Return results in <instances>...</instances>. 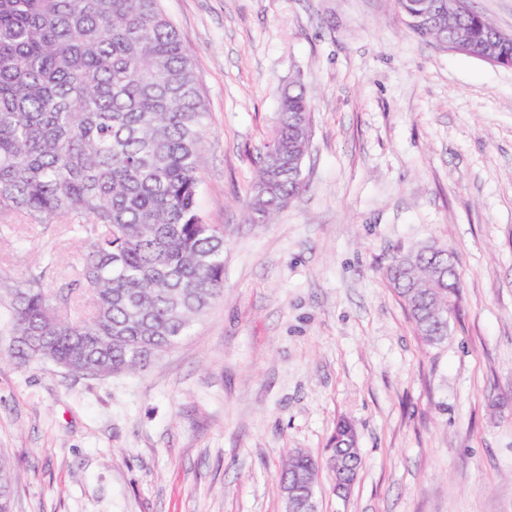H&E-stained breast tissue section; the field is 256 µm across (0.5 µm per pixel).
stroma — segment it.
<instances>
[{
	"mask_svg": "<svg viewBox=\"0 0 512 512\" xmlns=\"http://www.w3.org/2000/svg\"><path fill=\"white\" fill-rule=\"evenodd\" d=\"M208 132L198 208L224 231V297L142 371L73 378L0 359L12 512H285L286 449L318 461L320 512H512V68L419 39L395 0H162ZM312 98L304 189L244 206L284 89ZM54 241L50 287L92 237L17 225V280ZM447 248L463 288L426 345L383 276ZM361 467L334 492L328 440ZM336 442L341 448H350L351 453L337 467L331 466V468L333 471L337 469L343 478L349 479L353 476L355 480L360 463L357 454L358 434L355 425L348 419L341 418L337 421L328 446L336 447Z\"/></svg>",
	"mask_w": 512,
	"mask_h": 512,
	"instance_id": "obj_1",
	"label": "stroma"
}]
</instances>
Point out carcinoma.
I'll use <instances>...</instances> for the list:
<instances>
[{
  "instance_id": "1",
  "label": "carcinoma",
  "mask_w": 512,
  "mask_h": 512,
  "mask_svg": "<svg viewBox=\"0 0 512 512\" xmlns=\"http://www.w3.org/2000/svg\"><path fill=\"white\" fill-rule=\"evenodd\" d=\"M492 23L473 10L432 14L413 33L425 41ZM304 91L281 99L245 204L249 224H268L305 186L292 158L309 145ZM207 107L191 55L161 0H0V225L92 227L81 278L91 311L61 314L70 297L47 288L52 262L12 282L0 269V353L15 364L76 363L100 377L136 372L189 335L224 296V233L197 208ZM433 248L396 255L385 278L417 334L439 343L448 328L429 312ZM358 434L341 418L329 444L350 449L337 466L357 476ZM308 454L288 457L278 484L316 476ZM13 476L0 458V512H11Z\"/></svg>"
}]
</instances>
